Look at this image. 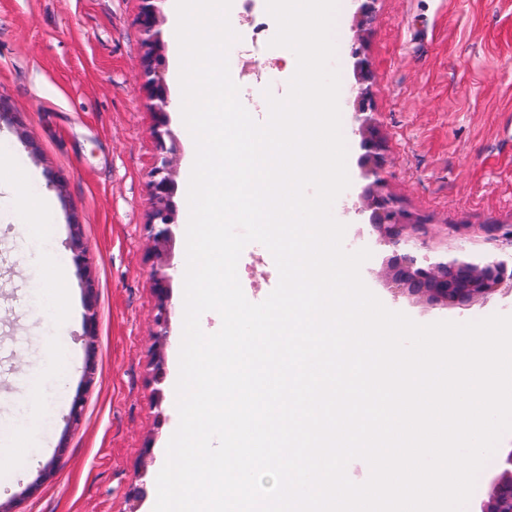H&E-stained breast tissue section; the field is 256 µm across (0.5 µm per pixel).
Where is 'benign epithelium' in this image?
Listing matches in <instances>:
<instances>
[{
	"instance_id": "7a95c632",
	"label": "benign epithelium",
	"mask_w": 512,
	"mask_h": 512,
	"mask_svg": "<svg viewBox=\"0 0 512 512\" xmlns=\"http://www.w3.org/2000/svg\"><path fill=\"white\" fill-rule=\"evenodd\" d=\"M160 0H142L138 17L146 38L147 53L145 72L149 76L151 98L157 117V137L161 156L150 175L154 210L148 224L149 249L157 258H162L172 237V225L176 209L172 201L174 180L168 155L175 152V145H166L165 138L172 137L167 129L166 107L169 104L167 88L161 75L160 41L157 27L160 23ZM356 58L355 72L359 88L354 99V131L360 136L361 169L373 181L366 185L360 196L358 212L365 215L376 235V243L386 253L383 276L394 296L414 298L432 309L449 310L465 308L477 300L487 302L502 289L512 290V252L489 255L481 258L470 255H437L431 253L426 243L410 245L415 223L399 209L394 198L385 190V180L380 175L383 158L377 136V126L371 112L370 82L371 68L368 59L359 49L352 51ZM68 246L73 260L80 270L85 292V337L88 351L94 350L97 336L96 288L90 279L92 260L84 242L80 225H71ZM155 291L160 304L155 317V338L164 340L168 336L167 301L171 276L164 265L153 272ZM497 508L495 512H512V481L497 486Z\"/></svg>"
}]
</instances>
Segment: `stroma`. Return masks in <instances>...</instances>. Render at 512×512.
I'll return each mask as SVG.
<instances>
[{"label":"stroma","instance_id":"obj_1","mask_svg":"<svg viewBox=\"0 0 512 512\" xmlns=\"http://www.w3.org/2000/svg\"><path fill=\"white\" fill-rule=\"evenodd\" d=\"M142 0H0V144L29 194L54 200L38 227L51 245L25 237L11 203L0 204V428L10 463L0 468V501L22 499L23 512H150L156 477L176 424L177 341L182 335L187 164L195 151L176 111L172 163L176 222L166 254L171 274L168 341L155 349L156 298L146 249L151 215L150 171L158 150L143 56ZM158 27L169 100L181 95L174 71L172 0H162ZM357 0H339L332 65L340 73L339 107L347 144L349 187L333 206L346 224L344 248L370 249L361 268L367 287L390 310L426 325L512 315V294L464 310L431 309L394 297L379 270L381 256L356 212L367 181L360 138L351 122L357 79L352 46ZM231 16L240 45L257 41L256 62L273 76L256 83L238 48L229 67L245 101L271 91L287 95L293 53L270 46L275 27L253 38L238 7ZM373 71V108L383 141L387 189L417 223L416 235L437 254L484 256L494 248L491 225H512V0H379L365 45ZM60 175L55 187L50 173ZM82 226L94 257L97 371L85 381L86 308L82 282L66 246L71 223ZM237 274L246 298L262 302L279 282L270 251L249 243ZM69 352L58 372L52 337ZM40 346V358H27ZM164 358L161 386L151 381L155 353ZM43 386V406L25 401L30 380ZM81 422L66 416L77 392ZM54 478L33 496L25 489L51 460ZM142 492L137 505L126 493Z\"/></svg>","mask_w":512,"mask_h":512}]
</instances>
